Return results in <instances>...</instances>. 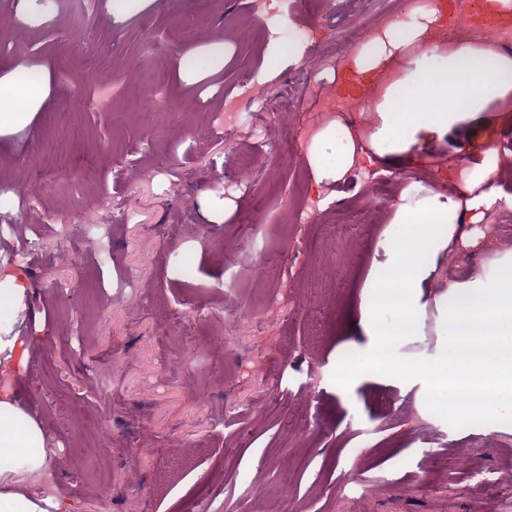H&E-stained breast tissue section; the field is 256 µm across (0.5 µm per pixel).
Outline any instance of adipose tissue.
Listing matches in <instances>:
<instances>
[{
  "label": "adipose tissue",
  "instance_id": "obj_1",
  "mask_svg": "<svg viewBox=\"0 0 512 512\" xmlns=\"http://www.w3.org/2000/svg\"><path fill=\"white\" fill-rule=\"evenodd\" d=\"M437 24L431 0H418L408 20L387 24L357 46L351 62L358 71L388 74L397 61L405 67L388 74L372 100L376 120L365 133L336 119L307 148L319 189L384 156L405 160L447 137L456 145L448 197L422 186L402 193L392 210L378 242L383 257L372 261L359 285L357 323L369 341L342 365L347 373L398 382L424 370L439 392L419 404L423 417L445 420L460 434H511L512 246L485 237L479 225L502 200L496 174L512 167V157L490 148L476 161L465 144L476 128L512 125V50L480 34L436 39ZM41 93L40 78L27 69L1 77L0 132L25 123ZM331 139L340 144L333 154L322 148ZM462 247L480 253L482 273L432 294L442 260ZM29 291L20 270L0 273V327L15 323ZM389 310L396 318L386 332L409 343L434 335L432 356L420 364L392 359L381 339V317ZM48 458L43 427L10 393H0V512H70L68 503L32 493L21 477L42 470Z\"/></svg>",
  "mask_w": 512,
  "mask_h": 512
}]
</instances>
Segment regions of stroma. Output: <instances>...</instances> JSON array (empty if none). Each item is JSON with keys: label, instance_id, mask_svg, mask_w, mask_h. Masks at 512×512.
I'll return each instance as SVG.
<instances>
[{"label": "stroma", "instance_id": "obj_1", "mask_svg": "<svg viewBox=\"0 0 512 512\" xmlns=\"http://www.w3.org/2000/svg\"><path fill=\"white\" fill-rule=\"evenodd\" d=\"M405 15L404 0H146L126 17L0 0V75L48 77L32 120L0 135V262L33 284L10 388L55 452L31 485L73 512H501L512 434L422 418L421 373L336 381L338 349L366 342L357 285L392 208L449 191L444 146L319 194L305 160L330 119L371 125L384 79L344 65ZM215 43L224 64L204 69ZM285 43L296 57L267 70Z\"/></svg>", "mask_w": 512, "mask_h": 512}]
</instances>
